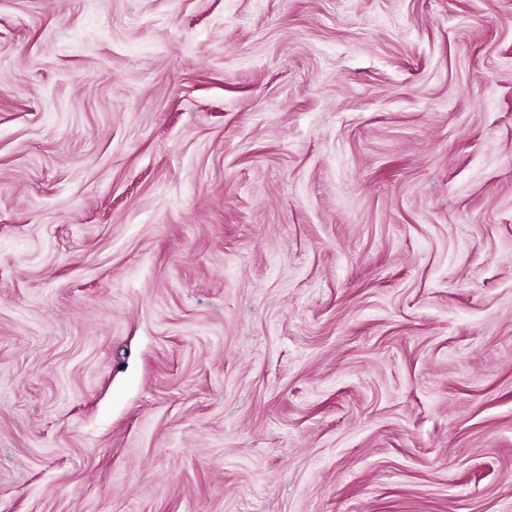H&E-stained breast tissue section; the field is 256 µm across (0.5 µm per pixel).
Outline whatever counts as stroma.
Segmentation results:
<instances>
[{"label": "stroma", "mask_w": 512, "mask_h": 512, "mask_svg": "<svg viewBox=\"0 0 512 512\" xmlns=\"http://www.w3.org/2000/svg\"><path fill=\"white\" fill-rule=\"evenodd\" d=\"M0 512H512V0H0Z\"/></svg>", "instance_id": "1"}]
</instances>
